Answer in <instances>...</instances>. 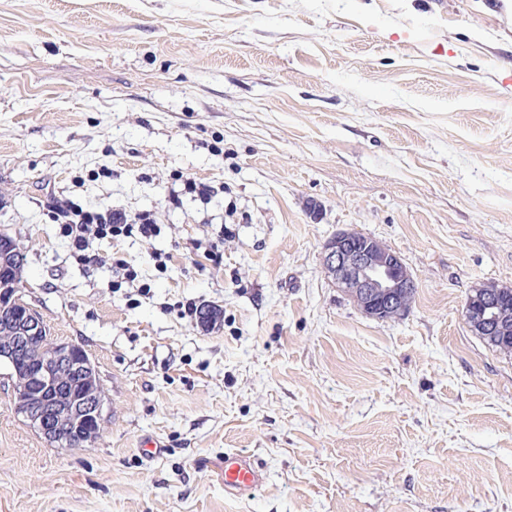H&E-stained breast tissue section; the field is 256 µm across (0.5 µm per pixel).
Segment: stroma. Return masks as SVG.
<instances>
[{"mask_svg":"<svg viewBox=\"0 0 512 512\" xmlns=\"http://www.w3.org/2000/svg\"><path fill=\"white\" fill-rule=\"evenodd\" d=\"M58 200L160 233L83 263ZM343 230L401 255L405 316L336 288ZM1 231L106 423L49 446L0 378V512H512V355L464 320L512 287V0H0ZM224 492L232 495H250L261 486L266 475L251 455L239 451L224 453Z\"/></svg>","mask_w":512,"mask_h":512,"instance_id":"1","label":"stroma"}]
</instances>
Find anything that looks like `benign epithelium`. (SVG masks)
Wrapping results in <instances>:
<instances>
[{"label":"benign epithelium","mask_w":512,"mask_h":512,"mask_svg":"<svg viewBox=\"0 0 512 512\" xmlns=\"http://www.w3.org/2000/svg\"><path fill=\"white\" fill-rule=\"evenodd\" d=\"M323 262L336 286L367 316L377 320L401 317L410 308L408 297L415 282L401 256L377 239L354 231H341L324 247ZM7 266L0 262V321L14 332L11 345L0 347V365L24 372L35 391L14 390L13 409L34 432L58 448L93 442L102 433L104 391L97 370L79 345L57 343L21 294L8 288ZM506 291L485 285L473 288L464 317L469 328L482 336L506 319L498 298ZM74 377L63 387L61 374Z\"/></svg>","instance_id":"benign-epithelium-1"}]
</instances>
